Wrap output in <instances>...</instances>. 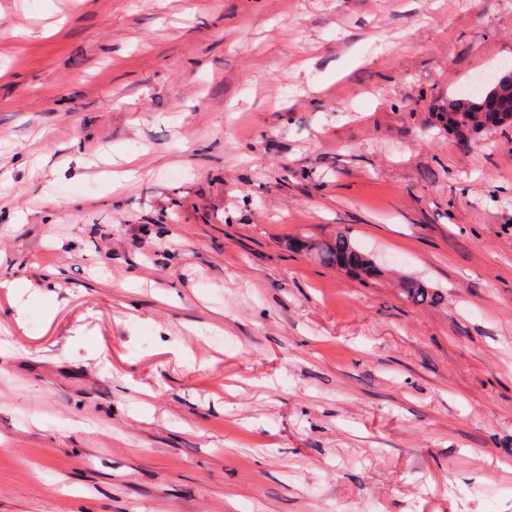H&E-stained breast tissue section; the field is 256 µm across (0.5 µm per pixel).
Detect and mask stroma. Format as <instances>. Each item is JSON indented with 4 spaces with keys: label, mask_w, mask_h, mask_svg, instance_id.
<instances>
[{
    "label": "stroma",
    "mask_w": 512,
    "mask_h": 512,
    "mask_svg": "<svg viewBox=\"0 0 512 512\" xmlns=\"http://www.w3.org/2000/svg\"><path fill=\"white\" fill-rule=\"evenodd\" d=\"M0 63V512H512V125L441 122L512 0H0ZM312 249L316 250L326 263L336 265L358 276L368 278L379 272L369 256L361 252L342 232L336 234L334 239Z\"/></svg>",
    "instance_id": "35a3bbf8"
}]
</instances>
